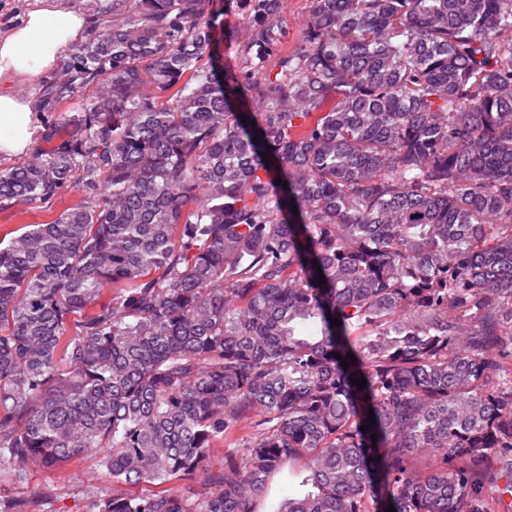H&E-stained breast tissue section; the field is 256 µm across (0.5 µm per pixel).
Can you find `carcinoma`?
Listing matches in <instances>:
<instances>
[{
	"label": "carcinoma",
	"instance_id": "carcinoma-1",
	"mask_svg": "<svg viewBox=\"0 0 512 512\" xmlns=\"http://www.w3.org/2000/svg\"><path fill=\"white\" fill-rule=\"evenodd\" d=\"M313 4L271 66L282 0H98L43 86L81 111L0 212L79 201L0 246L18 478L103 448L98 512H258L284 471L276 512H512V0ZM213 29L211 42L205 55L213 56L224 63V68H232L241 46L248 37L247 22L237 14L220 15ZM233 39L230 40L229 36Z\"/></svg>",
	"mask_w": 512,
	"mask_h": 512
}]
</instances>
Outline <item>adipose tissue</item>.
Returning a JSON list of instances; mask_svg holds the SVG:
<instances>
[{
	"label": "adipose tissue",
	"mask_w": 512,
	"mask_h": 512,
	"mask_svg": "<svg viewBox=\"0 0 512 512\" xmlns=\"http://www.w3.org/2000/svg\"><path fill=\"white\" fill-rule=\"evenodd\" d=\"M88 24L68 0H36L17 24L0 31V157L29 151L38 130L36 106L18 85L54 70Z\"/></svg>",
	"instance_id": "obj_1"
}]
</instances>
